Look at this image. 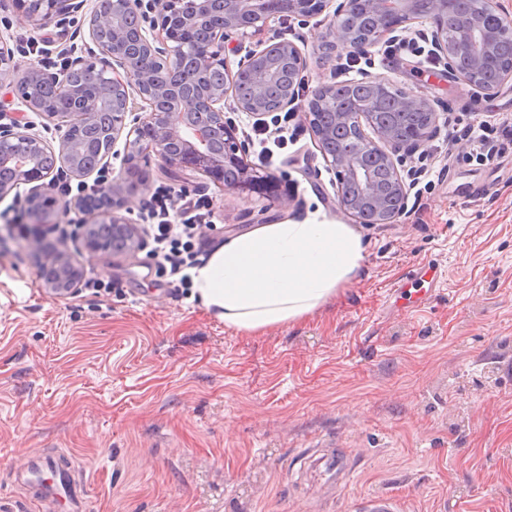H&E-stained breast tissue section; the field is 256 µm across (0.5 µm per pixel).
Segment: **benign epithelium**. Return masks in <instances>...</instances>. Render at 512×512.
Segmentation results:
<instances>
[{
	"label": "benign epithelium",
	"mask_w": 512,
	"mask_h": 512,
	"mask_svg": "<svg viewBox=\"0 0 512 512\" xmlns=\"http://www.w3.org/2000/svg\"><path fill=\"white\" fill-rule=\"evenodd\" d=\"M334 0H110V7L89 13L88 41L73 47L60 69L49 71L37 61L20 72L14 58L23 49L0 38V84L15 87L24 105L49 119L61 120L64 130L59 147H51L30 126L6 112L0 113V165L15 168L13 179L0 183V198L22 185L27 190L26 216L33 224L60 223L69 204L65 197L71 180L85 182L95 177L94 194L82 200L92 220L78 225L77 237L94 256L110 260L128 255L141 246L136 225L121 211L124 198L107 183L105 172L109 151L91 163L77 162L72 147L74 131L86 127L99 114L112 109L117 119L112 125V144L125 138V161L154 152L172 174L200 172L226 191L262 193L286 207L290 200L278 194L276 186L245 158L238 129L224 116V100L232 97L234 107L253 117L264 115L261 98L277 76L279 68L304 70L307 60L290 41L270 40L265 47L244 56L241 68L251 71L255 98L234 93L237 74L228 75L224 86L214 88L200 81L201 72L224 62V42L243 28L262 30L273 18H311L331 8ZM415 0H342L330 19L332 47L359 50L365 40L355 36L350 19L363 6L376 20L375 36L381 38L402 23L415 18ZM14 11L37 26L50 19L67 26L84 11L86 0H11ZM434 11L426 17L432 25V44L451 79H460L473 89L491 94L512 82V63L503 67L494 84L483 81L484 70L504 42L512 43V27L487 23L485 13L474 9L448 37V0H435ZM96 64H91V60ZM53 87L66 103L62 112L50 111L37 91ZM346 92L344 83L322 84L315 88L305 107L307 121L317 144L331 135L318 125L316 106L336 109L335 123L354 124L364 147L373 152L385 175L377 177L358 155H321L336 174L339 208L359 224H391L408 208L409 194L398 165L421 148L433 135L438 112L425 98L405 94L399 107L416 111L421 123L406 132L397 126L375 123L372 103L362 101L352 108L338 107ZM297 89L288 87L276 101V111L295 112L301 107ZM131 127H126L127 115ZM368 126L375 138L364 134ZM238 173L231 185L224 184V172ZM40 276L44 287L63 297L76 290L82 271L73 258L54 254L43 263Z\"/></svg>",
	"instance_id": "7a95c632"
}]
</instances>
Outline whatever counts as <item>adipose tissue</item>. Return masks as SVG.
<instances>
[{
	"mask_svg": "<svg viewBox=\"0 0 512 512\" xmlns=\"http://www.w3.org/2000/svg\"><path fill=\"white\" fill-rule=\"evenodd\" d=\"M367 251L348 224H265L232 238L193 269L191 296L225 326L259 332L336 298Z\"/></svg>",
	"mask_w": 512,
	"mask_h": 512,
	"instance_id": "adipose-tissue-1",
	"label": "adipose tissue"
}]
</instances>
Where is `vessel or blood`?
<instances>
[{"label":"vessel or blood","instance_id":"b4317fda","mask_svg":"<svg viewBox=\"0 0 512 512\" xmlns=\"http://www.w3.org/2000/svg\"><path fill=\"white\" fill-rule=\"evenodd\" d=\"M19 481L27 487L32 500L54 504L60 512H87L82 479L76 476L70 455L28 456L20 469Z\"/></svg>","mask_w":512,"mask_h":512}]
</instances>
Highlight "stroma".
<instances>
[{"instance_id": "35a3bbf8", "label": "stroma", "mask_w": 512, "mask_h": 512, "mask_svg": "<svg viewBox=\"0 0 512 512\" xmlns=\"http://www.w3.org/2000/svg\"><path fill=\"white\" fill-rule=\"evenodd\" d=\"M329 19L269 20L224 44L236 71L271 39L307 58L301 102L323 83L380 78L428 99L434 135L406 168L441 171L420 213L362 224L368 255L340 295L304 319L244 334L156 275L149 248L101 261L75 227L88 215L72 191L60 224L27 225L0 200V512H37L14 487L28 453L69 454L89 483L88 512H360L399 498L403 512H512V142L494 162L458 130L512 120V83L484 95L448 79L424 54L344 71L324 54ZM0 36L23 43L18 70L69 37L34 26L0 0ZM287 144L246 158L291 203L222 190L189 172L173 179L157 156L129 175L112 162L141 224L161 192L202 194L212 247L269 223H350L302 112ZM69 254L109 292L51 293L44 252Z\"/></svg>"}]
</instances>
